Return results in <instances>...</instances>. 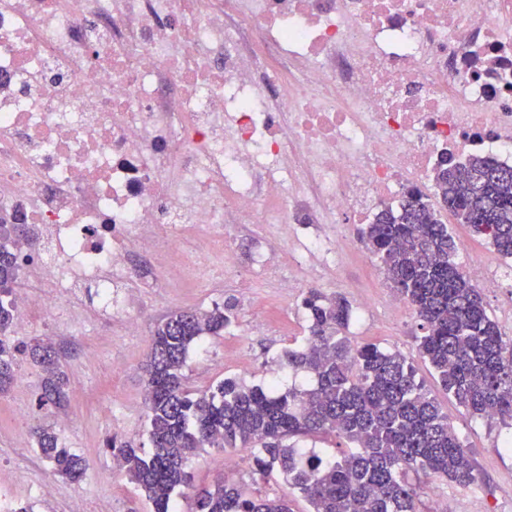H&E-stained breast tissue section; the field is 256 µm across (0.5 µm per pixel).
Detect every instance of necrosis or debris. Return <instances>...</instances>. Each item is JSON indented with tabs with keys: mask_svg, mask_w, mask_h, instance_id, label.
Returning a JSON list of instances; mask_svg holds the SVG:
<instances>
[{
	"mask_svg": "<svg viewBox=\"0 0 512 512\" xmlns=\"http://www.w3.org/2000/svg\"><path fill=\"white\" fill-rule=\"evenodd\" d=\"M512 166V0H0V218L19 318L75 321L136 277L235 271L228 239L290 240L291 288L441 158Z\"/></svg>",
	"mask_w": 512,
	"mask_h": 512,
	"instance_id": "1",
	"label": "necrosis or debris"
}]
</instances>
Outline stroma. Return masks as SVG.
Returning <instances> with one entry per match:
<instances>
[{"label": "stroma", "mask_w": 512, "mask_h": 512, "mask_svg": "<svg viewBox=\"0 0 512 512\" xmlns=\"http://www.w3.org/2000/svg\"><path fill=\"white\" fill-rule=\"evenodd\" d=\"M232 243L239 267L211 288L164 287L145 259L132 253L142 283L135 294L149 309L138 335H125L120 320L113 318L111 309L100 306L89 287L81 289L77 298L84 312L77 336L66 341L46 338V326L40 322L13 327L10 337L19 349L17 368L30 376L26 389L14 387L0 397V484L16 486V502L31 505L33 512H148L134 485L114 469L105 442L115 436L133 447L149 449L142 364L157 324L172 311H207L228 301L235 305L236 324L229 333L203 338L191 348L184 368L189 389L212 388L227 377L250 385L275 383L283 390L310 385V377L289 373L281 362L283 350L300 345L307 334L301 308L304 291L298 288L285 294L252 267L254 257L269 252L280 276L288 277L287 244L270 249L265 231L254 224L240 227ZM337 249L334 263L317 265L315 285L352 305L354 341L374 342L417 358L414 314L407 306L395 308L396 294L379 261L360 242L356 225H347ZM367 298L373 302L369 310L362 306ZM48 339L68 385L61 403L44 405L40 402L43 374L26 348ZM418 375L469 449L479 475L477 486L471 488L440 478L416 477L423 512L431 508L429 490L434 486L454 497L457 512H512V449L502 446L504 440L512 439V428L468 416L448 398L426 366H419ZM22 400L29 406V422L56 426L60 441L88 459L90 466L80 481L54 475L34 447L17 446L14 406ZM47 480L53 493L40 495L38 489Z\"/></svg>", "instance_id": "1"}]
</instances>
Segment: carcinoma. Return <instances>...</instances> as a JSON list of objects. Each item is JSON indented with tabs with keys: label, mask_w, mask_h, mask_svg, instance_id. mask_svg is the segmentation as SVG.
Listing matches in <instances>:
<instances>
[{
	"label": "carcinoma",
	"mask_w": 512,
	"mask_h": 512,
	"mask_svg": "<svg viewBox=\"0 0 512 512\" xmlns=\"http://www.w3.org/2000/svg\"><path fill=\"white\" fill-rule=\"evenodd\" d=\"M434 199L417 189L396 207L379 210L358 231L380 261L392 289L418 321L419 356L448 397L467 413L512 424V358L499 324L458 255L460 243L441 219L445 211L512 262V167L473 155L466 162L441 160ZM34 242L27 224L0 222V395L17 378L18 347L6 337L15 318L11 300L19 274L15 249ZM308 336L282 352L293 373L313 377L309 388L276 393L226 378L191 391L183 368L191 346L220 336L236 323L234 306L177 310L156 327L143 364L150 453L115 439L107 444L119 469L145 498L149 512H178L190 486V457L202 448H247L252 475L278 474L310 512H421L410 475L446 478L463 487L477 477L469 450L448 423L440 403L417 377L406 355L348 335L353 310L347 300L309 288L301 301ZM44 372V401L64 397L66 374L55 353L27 348ZM333 435L338 452L323 458L289 439ZM53 471L80 480L85 460L48 426L30 432ZM196 512H291L284 496H270L226 476L195 499Z\"/></svg>",
	"instance_id": "obj_1"
}]
</instances>
